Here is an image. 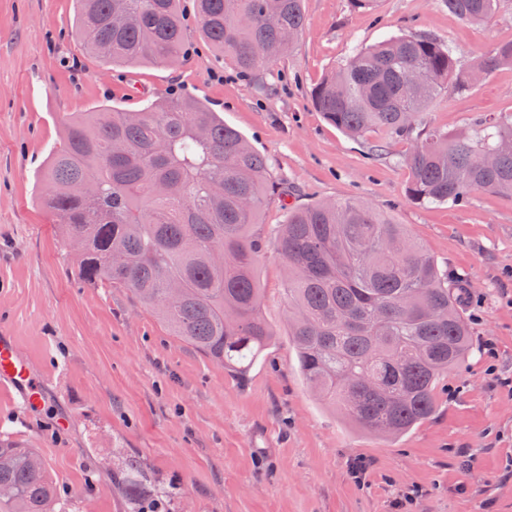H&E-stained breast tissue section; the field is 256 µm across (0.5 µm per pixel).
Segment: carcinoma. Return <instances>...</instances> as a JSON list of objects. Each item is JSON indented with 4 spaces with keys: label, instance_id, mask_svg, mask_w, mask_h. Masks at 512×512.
Masks as SVG:
<instances>
[{
    "label": "carcinoma",
    "instance_id": "cac0c4a2",
    "mask_svg": "<svg viewBox=\"0 0 512 512\" xmlns=\"http://www.w3.org/2000/svg\"><path fill=\"white\" fill-rule=\"evenodd\" d=\"M473 24L500 0H443ZM86 48L114 65H171L183 49L179 0H77ZM209 44L244 76L288 55L304 0H195ZM512 65V42L471 67L423 34L355 52L311 90L315 108L360 137L413 134L443 88ZM419 204L512 198V114L467 131L419 133L405 158ZM79 277L130 289L173 335L245 376L275 332L260 312L255 264L273 246L289 278V335L298 368L325 405L365 431L398 436L428 419L448 371L473 350L448 270L391 215L354 200L288 211L273 239L258 231L267 160L207 102L161 94L143 111L103 105L64 122L45 167ZM0 506L51 512L54 488L36 449L0 438Z\"/></svg>",
    "mask_w": 512,
    "mask_h": 512
}]
</instances>
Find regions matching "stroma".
Returning <instances> with one entry per match:
<instances>
[{"instance_id": "35a3bbf8", "label": "stroma", "mask_w": 512, "mask_h": 512, "mask_svg": "<svg viewBox=\"0 0 512 512\" xmlns=\"http://www.w3.org/2000/svg\"><path fill=\"white\" fill-rule=\"evenodd\" d=\"M288 56L246 80L204 37L181 0L186 51L172 66L115 68L87 52L74 0H0V333L14 336L39 386L27 405L0 388V436L35 448L65 512H137L142 487L165 512H512V198L476 192L460 205L406 196L409 139L383 129L352 137L330 125L311 88L355 49L420 32L452 45L461 64L512 41V0L473 26L443 0H305ZM177 90L208 102L268 160L260 212L274 236L289 209L358 199L389 209L448 270L476 348L442 380L435 414L409 433L363 432L317 400L288 334L287 272L274 249L256 262L261 307L276 333L246 377L172 336L126 288L78 275L55 216L42 204L45 160L76 112L143 110ZM512 112V66L474 89H442L421 130L464 132ZM493 341L496 354L481 349ZM496 375H489L488 364ZM371 467L364 484L350 466Z\"/></svg>"}]
</instances>
